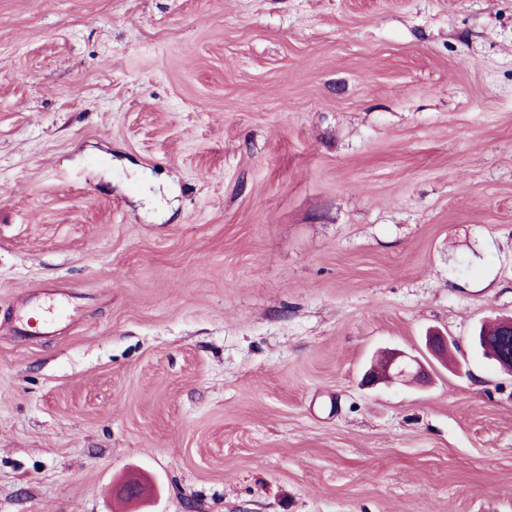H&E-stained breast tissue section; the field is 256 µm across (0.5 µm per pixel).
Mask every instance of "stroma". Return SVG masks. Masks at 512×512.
<instances>
[{"label":"stroma","instance_id":"obj_1","mask_svg":"<svg viewBox=\"0 0 512 512\" xmlns=\"http://www.w3.org/2000/svg\"><path fill=\"white\" fill-rule=\"evenodd\" d=\"M496 316L512 0H0V512H512ZM503 337L508 339L512 338V320L501 321L490 325L488 327L482 325L478 333V346L483 351V354H487L492 358H496L502 354H509L512 351V341L505 340L501 336V332L504 326ZM388 359V372L395 365L396 373L391 375V379L386 382H405L407 379L419 376L423 372V364L416 356L408 355L404 352H393L388 355Z\"/></svg>","mask_w":512,"mask_h":512}]
</instances>
